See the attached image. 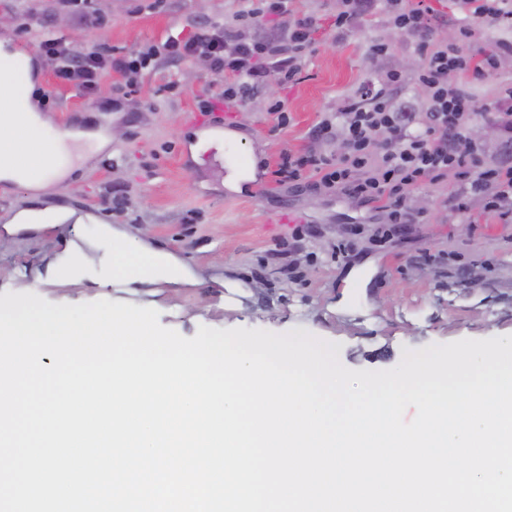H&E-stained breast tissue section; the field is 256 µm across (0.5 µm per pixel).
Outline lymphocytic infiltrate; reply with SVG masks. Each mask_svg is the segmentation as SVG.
<instances>
[{
  "label": "lymphocytic infiltrate",
  "instance_id": "1",
  "mask_svg": "<svg viewBox=\"0 0 512 512\" xmlns=\"http://www.w3.org/2000/svg\"><path fill=\"white\" fill-rule=\"evenodd\" d=\"M455 4L466 20L461 37H468L475 22L512 29V0H455ZM374 10L391 13L397 28L416 34L422 42L425 62L416 76L426 92L421 108L394 107L393 91L403 78L397 71H386L378 87L351 101L343 111L322 118L312 129L313 136L346 141V153L334 159L288 152L280 158L277 175L295 186L318 175L324 188L363 203L381 204L390 222L402 225L413 220L406 189L440 182L453 170L460 179L455 210L462 220L476 223L470 206L474 199L481 211L512 219V162L486 163L484 145L468 136L481 105L462 86L448 81L452 74L478 79L495 73L498 53L478 57L458 45L431 43L434 15L423 0H411L406 7L401 0H341L334 21L337 31ZM272 16L281 17L282 32L262 40L252 38L251 29ZM318 28L316 15L292 14L288 0H248L231 22H199L191 36L171 35L162 44L129 55L78 48L51 34L38 43L37 52L58 79L80 84L92 95L97 92L100 72L108 68L121 73L126 88L133 92L142 70L157 59L172 63L206 60L215 79L197 103L200 111L210 112L222 101L245 105L252 91L270 77L294 81Z\"/></svg>",
  "mask_w": 512,
  "mask_h": 512
}]
</instances>
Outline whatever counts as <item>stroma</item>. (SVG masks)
<instances>
[{"label":"stroma","mask_w":512,"mask_h":512,"mask_svg":"<svg viewBox=\"0 0 512 512\" xmlns=\"http://www.w3.org/2000/svg\"><path fill=\"white\" fill-rule=\"evenodd\" d=\"M100 27L58 23V0H0V41L35 47L51 32L76 46L98 43L125 52L189 33L195 22L225 21L238 0H93ZM295 14L317 13L321 27L298 81L270 80L247 105L224 108L225 129L250 164H263L266 188L229 189L211 153L193 159L189 144L200 116L194 100L212 78L209 69L172 68L159 62L145 71L135 95L113 109L121 74L109 71L97 96L60 82L37 57L29 80L41 112L54 127L73 120L112 137L110 147L84 161L70 180L33 201L21 186L0 190V294L32 292L56 304L108 299L156 309L162 326L184 337L199 327L305 330L339 345V361L351 370H389L404 349L462 339L512 335V223L487 214L463 224L453 210L456 175L408 191L419 214L391 244L375 235L388 213L344 195L310 186L278 184L280 153L336 154L335 143L311 130L322 113L339 112L387 69L406 75L395 89L400 102L420 98L415 81L424 56L416 36L395 28L377 11L344 32L334 26L336 0H290ZM386 45L387 55L373 47ZM175 81L179 90H167ZM512 83V53L496 73L465 84L485 108L475 119L491 160L512 161V142L492 122L499 90ZM288 102L291 122L275 130L267 102ZM42 213L41 227L6 232L19 211ZM124 233L122 246L141 244L171 254L179 263L165 279L133 280L112 269L108 229ZM353 240L350 258L336 262V244ZM75 244L66 252V244Z\"/></svg>","instance_id":"35a3bbf8"}]
</instances>
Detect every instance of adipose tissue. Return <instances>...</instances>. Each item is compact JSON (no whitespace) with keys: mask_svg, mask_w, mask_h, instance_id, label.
I'll use <instances>...</instances> for the list:
<instances>
[{"mask_svg":"<svg viewBox=\"0 0 512 512\" xmlns=\"http://www.w3.org/2000/svg\"><path fill=\"white\" fill-rule=\"evenodd\" d=\"M6 52H0V180L35 195L47 193L74 169L86 150L107 147V135L70 129L50 140L40 135L49 126L32 99V86L18 87Z\"/></svg>","mask_w":512,"mask_h":512,"instance_id":"adipose-tissue-1","label":"adipose tissue"}]
</instances>
